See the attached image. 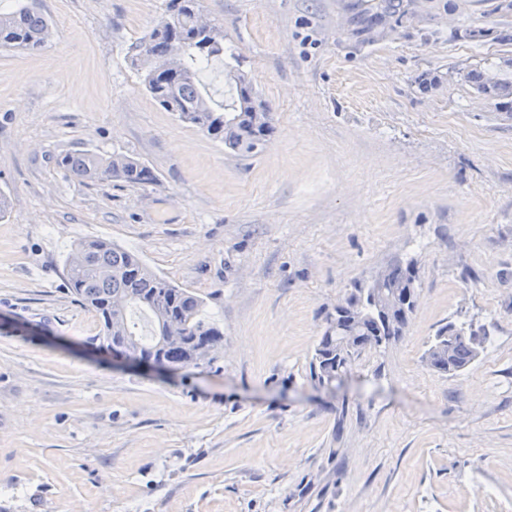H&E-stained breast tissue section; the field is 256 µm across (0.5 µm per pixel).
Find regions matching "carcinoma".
<instances>
[{
    "instance_id": "obj_1",
    "label": "carcinoma",
    "mask_w": 512,
    "mask_h": 512,
    "mask_svg": "<svg viewBox=\"0 0 512 512\" xmlns=\"http://www.w3.org/2000/svg\"><path fill=\"white\" fill-rule=\"evenodd\" d=\"M414 0H376L357 11V33L372 36L384 32L387 21L411 13ZM197 0H166L172 17L166 31H151L130 47L131 62L145 71L142 85L165 111L197 128L233 153L249 157L260 153L275 131L273 113L260 99L251 80L237 74V95L217 103L199 77L200 67L224 53V34L218 26L208 33L196 28ZM50 36V25L33 5L0 11V48L38 50ZM184 41L181 69L162 67L168 42ZM477 90L486 95L512 94L504 84L483 73L476 75ZM58 164L71 174L91 181L149 183L152 171L134 158L104 156L94 152L66 154ZM81 255L83 263L73 262ZM66 281L75 301L93 311L100 324L98 340L109 351L159 362L171 369L199 367L214 361L224 344V332L204 317L205 302L186 288L156 274L134 253L103 240L77 243L65 259ZM408 279L417 294L414 264H396L366 288L348 298L355 322L348 318L332 321L315 349L312 366L320 379L332 380L362 350L360 343L387 346L400 338L409 318L390 322L372 299L388 294L401 280ZM152 314L154 334L140 336L130 318L134 309ZM483 344L489 334L473 325L442 327L424 354L425 364L441 373L454 374L473 363L479 355L474 337Z\"/></svg>"
}]
</instances>
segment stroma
Returning a JSON list of instances; mask_svg holds the SVG:
<instances>
[{"label": "stroma", "instance_id": "obj_1", "mask_svg": "<svg viewBox=\"0 0 512 512\" xmlns=\"http://www.w3.org/2000/svg\"><path fill=\"white\" fill-rule=\"evenodd\" d=\"M354 2L200 0L214 99L233 63L273 112L251 157L144 90L165 0H38L45 46L0 49V512H512V113L471 79L512 81V14L416 0L362 40ZM78 152L155 179L83 182ZM97 238L205 301L213 366L113 363L63 270ZM410 259L403 336L319 380L336 305ZM449 322L490 334L453 375L423 361Z\"/></svg>", "mask_w": 512, "mask_h": 512}]
</instances>
